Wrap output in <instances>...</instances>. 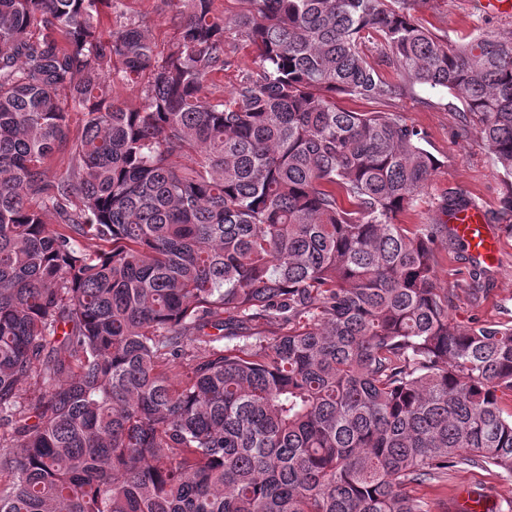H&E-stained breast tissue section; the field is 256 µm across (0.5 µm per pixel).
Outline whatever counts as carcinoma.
I'll use <instances>...</instances> for the list:
<instances>
[{"mask_svg":"<svg viewBox=\"0 0 512 512\" xmlns=\"http://www.w3.org/2000/svg\"><path fill=\"white\" fill-rule=\"evenodd\" d=\"M119 2L0 0V512H431L450 468L511 478L512 321H453L448 224L399 223L438 160L338 99L445 90L509 177L512 36L245 0L257 71L209 97L214 0L162 56L104 31Z\"/></svg>","mask_w":512,"mask_h":512,"instance_id":"carcinoma-1","label":"carcinoma"}]
</instances>
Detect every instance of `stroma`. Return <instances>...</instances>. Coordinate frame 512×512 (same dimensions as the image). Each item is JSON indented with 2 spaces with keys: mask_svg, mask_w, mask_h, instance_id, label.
Masks as SVG:
<instances>
[{
  "mask_svg": "<svg viewBox=\"0 0 512 512\" xmlns=\"http://www.w3.org/2000/svg\"><path fill=\"white\" fill-rule=\"evenodd\" d=\"M127 13L138 16L147 26L158 53H166L176 36L177 9L173 0H123ZM215 8L228 28L224 54L231 62L215 74L209 93L227 94L241 75L256 70L255 53L234 29L235 19L245 9L243 0H216ZM435 35L456 42L471 33L507 36L512 34V14L484 13L478 0H419L415 12ZM343 108L356 112H397L425 136L424 146L440 162L418 206L404 214L403 224H436L442 221L440 205L448 191H458L481 204L490 224L506 231L496 265L488 267L487 292L473 299L470 290L472 261L458 246L439 244L440 287L459 293L450 310L455 322H507L512 320V212L505 198L512 181L504 178L479 135L476 116L462 114L457 100L446 91L418 87L394 98L377 102L360 98L342 99ZM470 491L485 495L490 507L512 501V479L476 467L452 468L447 478L414 489V496L428 502L431 512H453V506Z\"/></svg>",
  "mask_w": 512,
  "mask_h": 512,
  "instance_id": "stroma-1",
  "label": "stroma"
}]
</instances>
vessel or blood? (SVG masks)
<instances>
[{
	"label": "vessel or blood",
	"mask_w": 512,
	"mask_h": 512,
	"mask_svg": "<svg viewBox=\"0 0 512 512\" xmlns=\"http://www.w3.org/2000/svg\"><path fill=\"white\" fill-rule=\"evenodd\" d=\"M448 228L466 244L473 261L492 264L500 252L501 234L490 228L485 211L477 205L450 211Z\"/></svg>",
	"instance_id": "1"
}]
</instances>
